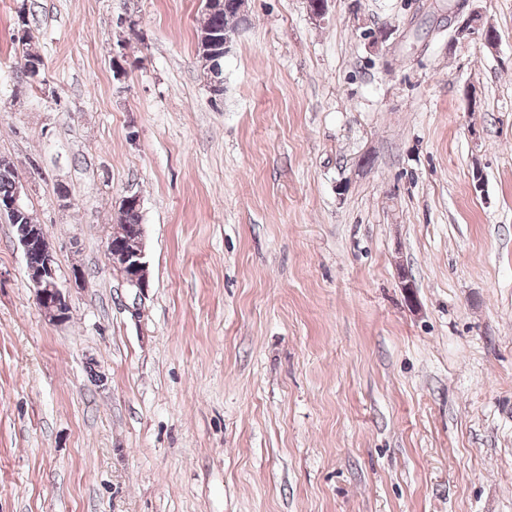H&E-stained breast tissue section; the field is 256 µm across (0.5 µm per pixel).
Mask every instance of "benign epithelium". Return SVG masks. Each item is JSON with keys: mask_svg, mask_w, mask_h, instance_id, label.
<instances>
[{"mask_svg": "<svg viewBox=\"0 0 512 512\" xmlns=\"http://www.w3.org/2000/svg\"><path fill=\"white\" fill-rule=\"evenodd\" d=\"M239 27L224 30V38L207 32L203 33L202 41L208 46L224 43V52H229L234 36ZM26 185L15 186L11 197L0 200V217L12 216L21 211L25 205ZM24 256L33 250L40 254L41 262L37 266L26 265L27 278L36 290L38 308L55 322H62L70 311L68 296L62 290L56 274V258L45 233H22L18 238ZM108 259L122 275L128 286L144 291L149 286L147 253L143 239L139 238L127 246L115 247L107 241Z\"/></svg>", "mask_w": 512, "mask_h": 512, "instance_id": "benign-epithelium-1", "label": "benign epithelium"}]
</instances>
